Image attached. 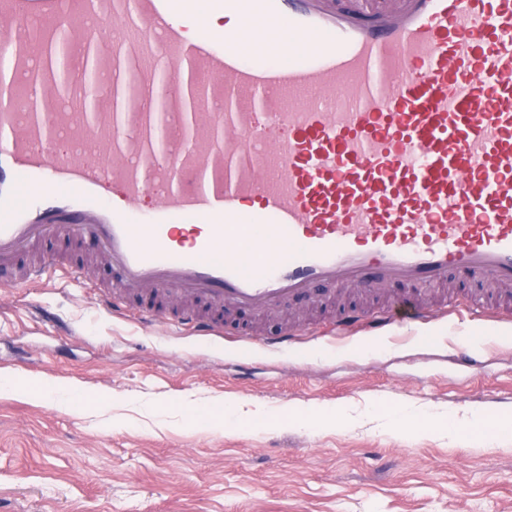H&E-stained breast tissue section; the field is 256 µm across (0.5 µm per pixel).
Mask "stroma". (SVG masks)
Here are the masks:
<instances>
[{"mask_svg":"<svg viewBox=\"0 0 512 512\" xmlns=\"http://www.w3.org/2000/svg\"><path fill=\"white\" fill-rule=\"evenodd\" d=\"M41 251L39 285H0V379L58 383L78 408L0 390V512H512V433L394 427L399 408L512 416V321L466 308L496 288L452 280L453 311L423 336H331L390 291L330 287L205 337L112 315L88 291L110 269L75 274L53 234ZM290 327L294 350L265 346ZM336 408L344 423L323 420Z\"/></svg>","mask_w":512,"mask_h":512,"instance_id":"35a3bbf8","label":"stroma"}]
</instances>
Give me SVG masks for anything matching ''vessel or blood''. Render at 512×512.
<instances>
[{"label":"vessel or blood","instance_id":"b4317fda","mask_svg":"<svg viewBox=\"0 0 512 512\" xmlns=\"http://www.w3.org/2000/svg\"><path fill=\"white\" fill-rule=\"evenodd\" d=\"M93 30L90 121L45 58L82 63ZM0 59L12 284L41 280L54 233L111 268L113 314L156 322L163 297L202 336L322 287H512V0H0ZM447 315L407 300L333 329Z\"/></svg>","mask_w":512,"mask_h":512}]
</instances>
